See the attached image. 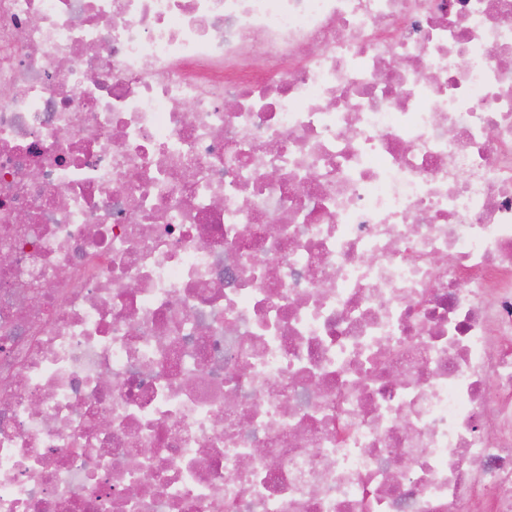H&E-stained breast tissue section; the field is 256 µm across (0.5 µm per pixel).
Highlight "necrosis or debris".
Segmentation results:
<instances>
[{"mask_svg":"<svg viewBox=\"0 0 512 512\" xmlns=\"http://www.w3.org/2000/svg\"><path fill=\"white\" fill-rule=\"evenodd\" d=\"M0 512H512V0H0Z\"/></svg>","mask_w":512,"mask_h":512,"instance_id":"1","label":"necrosis or debris"}]
</instances>
